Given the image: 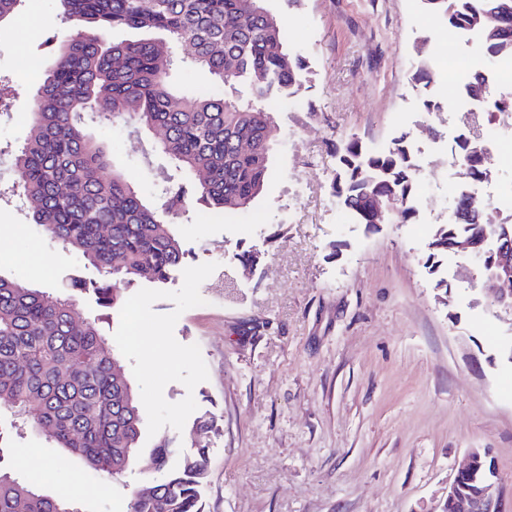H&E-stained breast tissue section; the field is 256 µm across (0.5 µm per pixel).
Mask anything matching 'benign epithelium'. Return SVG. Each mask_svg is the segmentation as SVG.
<instances>
[{
    "instance_id": "obj_1",
    "label": "benign epithelium",
    "mask_w": 512,
    "mask_h": 512,
    "mask_svg": "<svg viewBox=\"0 0 512 512\" xmlns=\"http://www.w3.org/2000/svg\"><path fill=\"white\" fill-rule=\"evenodd\" d=\"M486 244L484 239L469 236L455 243L454 248L471 259L483 290L493 299L496 317L512 322V236L506 233L498 237L495 243L496 259L490 264L485 261L488 255L484 249ZM489 458L486 449L473 448L468 452L448 487V503L453 512H504L498 482L492 478L484 480L477 495L458 492L462 481L476 477L479 465Z\"/></svg>"
}]
</instances>
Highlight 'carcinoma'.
<instances>
[{
	"mask_svg": "<svg viewBox=\"0 0 512 512\" xmlns=\"http://www.w3.org/2000/svg\"><path fill=\"white\" fill-rule=\"evenodd\" d=\"M81 30L63 41L33 97L34 120L14 155L12 191L32 208L33 223L64 250L79 254L101 272L94 281L72 280L67 293L51 296L0 276V409L17 426L51 435L59 447L81 457L88 469L116 480L137 465L164 472L154 486L132 492L130 512H204L208 434L214 418H197L189 432L194 452L176 458L163 442L139 457L142 409L122 371L121 360L98 320L77 321L80 297L116 312L124 289L145 279L163 283L184 258L171 224L185 212V197L218 213H247L267 190L270 155L279 129L270 104L291 96L307 70L306 57L287 47L280 16L265 0H59ZM497 0H435L429 10L457 32L480 36L484 59L512 62V21L490 40L484 15ZM115 28L149 37L108 42ZM210 72L212 89H176L170 71L177 52ZM435 74L424 51L417 53L413 86L426 89ZM488 81L484 68H468L461 91ZM119 122L135 118L160 128L156 147L179 171L197 181L168 182L161 200L147 204L133 180L109 172L102 148L86 133L91 116ZM476 116L463 118L467 134L456 142L462 174L482 173L476 145H484ZM332 195L371 227L406 222L415 214L419 165L402 133L383 151L351 138L336 151ZM393 200L376 215L369 195ZM503 229L493 212L474 207L469 223L440 224L428 243L427 268L461 235ZM0 429V512H78L77 501L47 493L5 463Z\"/></svg>",
	"mask_w": 512,
	"mask_h": 512,
	"instance_id": "cac0c4a2",
	"label": "carcinoma"
}]
</instances>
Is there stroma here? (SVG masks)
<instances>
[{"instance_id":"1","label":"stroma","mask_w":512,"mask_h":512,"mask_svg":"<svg viewBox=\"0 0 512 512\" xmlns=\"http://www.w3.org/2000/svg\"><path fill=\"white\" fill-rule=\"evenodd\" d=\"M288 20V47L309 69L302 108L274 104L279 127L270 190L247 218L221 219L190 203L173 227L185 259L164 284L138 280L114 313L92 297L81 317L98 319L143 404L142 453L161 442L189 452L186 433L210 412L206 512H441L454 470L473 448L490 449L512 512V325L452 254L437 288L427 244L447 223L470 180L451 168L463 125L448 111L424 112L409 80L415 46L428 40L436 75L429 91L449 98V69L483 55L480 40L448 29L421 0H267ZM72 31L55 0H24L0 27V185L16 179L14 152L26 138L39 69ZM34 59L38 69L26 68ZM87 131L115 170L156 201L170 160L132 121ZM408 133L417 150L412 221L369 229L344 223L330 193L334 148L358 137L387 148ZM30 207L0 199V276L52 293L71 278L99 279L77 254L32 224ZM256 253L254 266L238 260ZM47 266L30 274L31 254ZM137 325L155 348L153 364L127 345ZM9 413V462L20 452L45 466L46 491L78 482L81 512H129L128 486L161 474H126L106 485L43 434H17Z\"/></svg>"}]
</instances>
